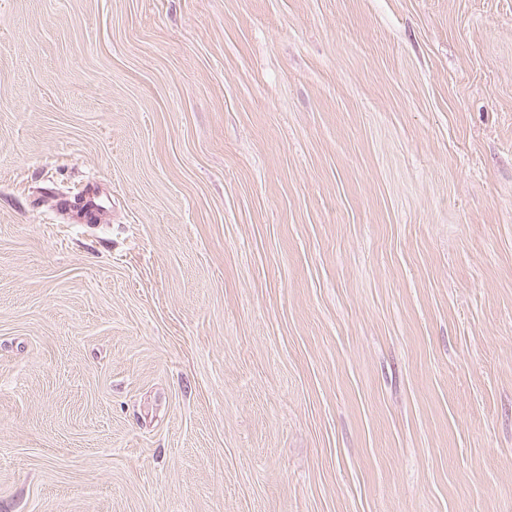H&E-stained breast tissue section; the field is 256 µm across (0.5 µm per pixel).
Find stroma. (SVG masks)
Here are the masks:
<instances>
[{"mask_svg":"<svg viewBox=\"0 0 512 512\" xmlns=\"http://www.w3.org/2000/svg\"><path fill=\"white\" fill-rule=\"evenodd\" d=\"M0 512H512V0H0Z\"/></svg>","mask_w":512,"mask_h":512,"instance_id":"1","label":"stroma"}]
</instances>
